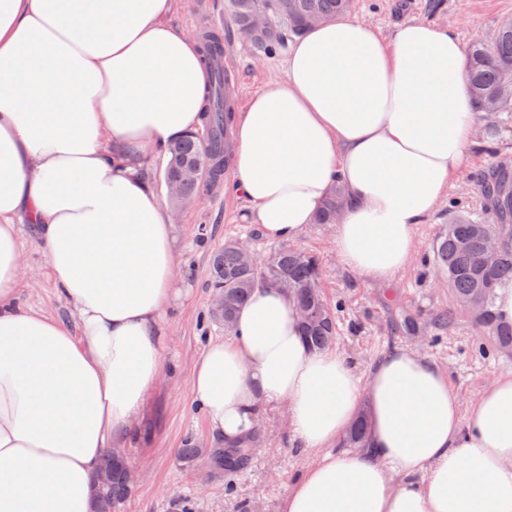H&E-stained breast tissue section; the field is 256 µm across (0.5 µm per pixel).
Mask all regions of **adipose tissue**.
Wrapping results in <instances>:
<instances>
[{"mask_svg":"<svg viewBox=\"0 0 512 512\" xmlns=\"http://www.w3.org/2000/svg\"><path fill=\"white\" fill-rule=\"evenodd\" d=\"M174 0H0V512H92L100 459L132 432L167 367L161 317L178 297L172 216L148 151L201 129L199 42ZM464 47L416 20L383 37L338 17L289 43L286 75L233 127L229 188L270 239L296 241L330 191L336 252L384 282L468 168L477 114ZM36 225L79 330L24 308L20 223ZM232 443L283 404L314 462L282 512H512V376L464 412L447 374L396 348L359 376L305 341L292 299L254 288L231 339L191 373ZM369 445L336 450L360 411Z\"/></svg>","mask_w":512,"mask_h":512,"instance_id":"1","label":"adipose tissue"}]
</instances>
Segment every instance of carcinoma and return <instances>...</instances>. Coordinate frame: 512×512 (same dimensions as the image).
Returning <instances> with one entry per match:
<instances>
[{"label":"carcinoma","instance_id":"1","mask_svg":"<svg viewBox=\"0 0 512 512\" xmlns=\"http://www.w3.org/2000/svg\"><path fill=\"white\" fill-rule=\"evenodd\" d=\"M352 0H231L236 32L247 28L253 14L268 18L269 35H260L253 43L271 54L288 33L300 36L314 19L325 21L345 15ZM207 62L209 91L203 111L207 139L187 136L169 145V159L164 179L178 181L183 195L196 197L211 189L232 163L231 147L226 134L235 111L225 101L231 81L228 73L210 65L219 56L224 36L212 31L201 37ZM470 92L482 112L512 109V20H504L489 40L471 44L466 68ZM196 165L207 171L206 179L185 176L187 167ZM480 190L486 200L489 220L456 214L438 237L432 252L423 256L426 266L448 280L454 300L470 302L469 310L480 330L492 336V347L480 346L482 353L512 351V323L502 321L495 312L497 289L512 284V166L493 165L483 175ZM344 190L338 186L330 193L315 218L317 224H332L344 203ZM210 274L213 288L224 292V308L211 310L212 316L231 330L239 309L258 285H288L297 307L308 319L302 333L310 346L324 349L336 344V314L341 303L331 307L320 288L318 259L290 245L270 251L266 257L247 264L239 251V240L230 239L212 255ZM366 414H361L340 440L341 448H364L368 444ZM262 433L254 434L230 447L206 448L187 443L180 449L181 459L189 464L205 455L213 468L231 477L243 470L261 443ZM127 461L123 454L106 451L101 469L110 472L109 484L98 488L93 512H119L132 492L126 478Z\"/></svg>","mask_w":512,"mask_h":512}]
</instances>
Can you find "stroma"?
<instances>
[{
  "mask_svg": "<svg viewBox=\"0 0 512 512\" xmlns=\"http://www.w3.org/2000/svg\"><path fill=\"white\" fill-rule=\"evenodd\" d=\"M349 15L385 36L406 20L434 22L448 27L467 46L486 39L503 20L512 19V0H353ZM171 22L195 36L210 29L223 33L232 53L229 74L239 110H246L265 83L285 75L286 47L265 54L234 34L231 0H175ZM475 139L471 167L453 179L436 211L418 226L417 255L392 280L372 282L346 268L336 254L334 225H308L296 242L322 262L321 291L328 303L342 305L336 346L359 375H366L388 350L408 346L447 372L467 411L497 378L512 374V353L487 359L475 351L479 331L468 314L456 313L445 330L435 327L437 311L452 308L453 301L447 280L424 269L420 256L430 250L455 212L484 216L479 178L498 161H512V121L504 125L499 116L481 115ZM247 214L244 200L223 180L202 201L184 205L173 221L182 296L162 316L168 373L152 392L137 432L117 445L139 474L120 512H175L173 504L182 498L192 499L193 512H248L255 505L261 512H280L288 486L314 460L312 454L294 446L288 414L275 405L263 408V442L249 467L237 474L234 493L226 492L223 478L212 475L207 457L189 466L178 458L187 438L209 446L215 443L190 384L193 365L207 343L227 336L223 325L208 315L213 293L211 255L229 239L246 242L260 257L274 246ZM19 234L26 266L22 303L74 326L72 309L56 289L33 226L20 225ZM407 313L419 323L416 335H406L402 328Z\"/></svg>",
  "mask_w": 512,
  "mask_h": 512,
  "instance_id": "1",
  "label": "stroma"
}]
</instances>
